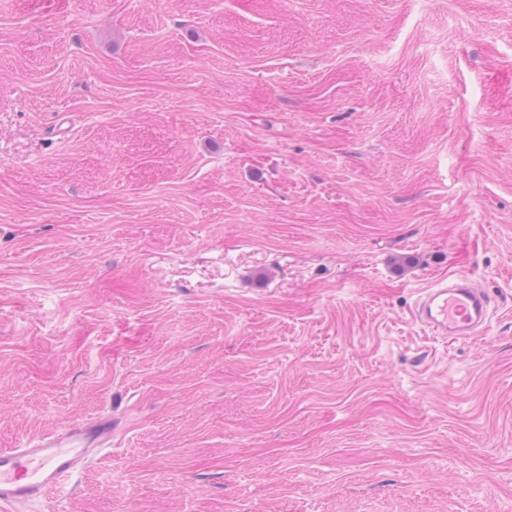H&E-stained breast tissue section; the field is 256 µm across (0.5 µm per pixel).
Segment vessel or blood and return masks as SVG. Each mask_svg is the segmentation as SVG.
I'll return each instance as SVG.
<instances>
[{
    "instance_id": "b4317fda",
    "label": "vessel or blood",
    "mask_w": 512,
    "mask_h": 512,
    "mask_svg": "<svg viewBox=\"0 0 512 512\" xmlns=\"http://www.w3.org/2000/svg\"><path fill=\"white\" fill-rule=\"evenodd\" d=\"M491 300L468 276L427 284L411 310L414 322L441 339H464L485 328ZM112 415L69 424L35 441L0 448V512H31L112 445Z\"/></svg>"
}]
</instances>
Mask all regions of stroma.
<instances>
[{"label": "stroma", "instance_id": "obj_1", "mask_svg": "<svg viewBox=\"0 0 512 512\" xmlns=\"http://www.w3.org/2000/svg\"><path fill=\"white\" fill-rule=\"evenodd\" d=\"M102 412L52 512H512V0H0V448ZM490 308L485 289L466 275L452 274L419 290L411 318L436 337L458 340L485 328Z\"/></svg>", "mask_w": 512, "mask_h": 512}]
</instances>
